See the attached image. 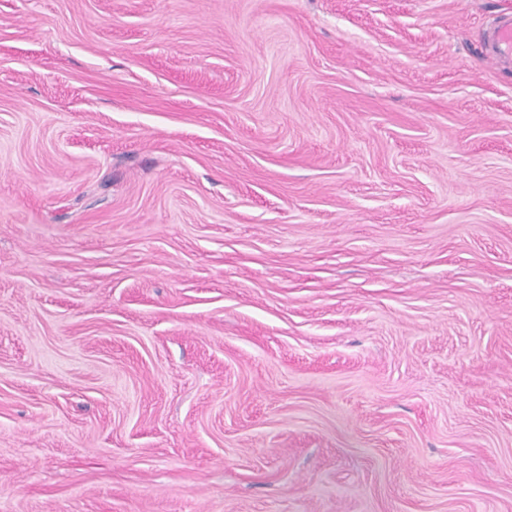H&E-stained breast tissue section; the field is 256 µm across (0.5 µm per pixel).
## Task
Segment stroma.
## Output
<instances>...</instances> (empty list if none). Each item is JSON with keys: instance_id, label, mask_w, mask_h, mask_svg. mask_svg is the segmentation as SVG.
Returning a JSON list of instances; mask_svg holds the SVG:
<instances>
[{"instance_id": "obj_1", "label": "stroma", "mask_w": 512, "mask_h": 512, "mask_svg": "<svg viewBox=\"0 0 512 512\" xmlns=\"http://www.w3.org/2000/svg\"><path fill=\"white\" fill-rule=\"evenodd\" d=\"M512 0H0V512H512Z\"/></svg>"}]
</instances>
